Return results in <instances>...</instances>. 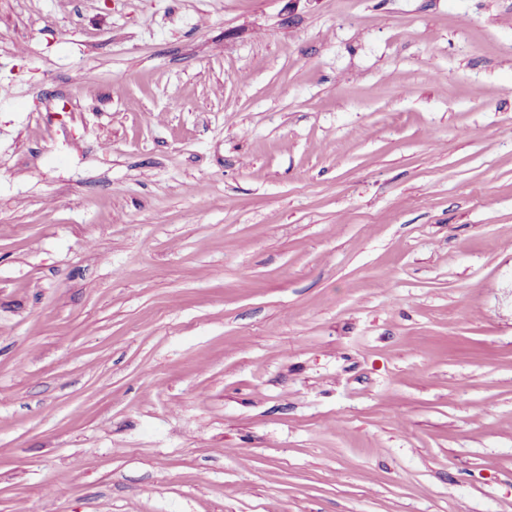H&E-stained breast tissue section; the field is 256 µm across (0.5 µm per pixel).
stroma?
<instances>
[{"instance_id": "35a3bbf8", "label": "stroma", "mask_w": 512, "mask_h": 512, "mask_svg": "<svg viewBox=\"0 0 512 512\" xmlns=\"http://www.w3.org/2000/svg\"><path fill=\"white\" fill-rule=\"evenodd\" d=\"M0 512H512V0H0Z\"/></svg>"}]
</instances>
